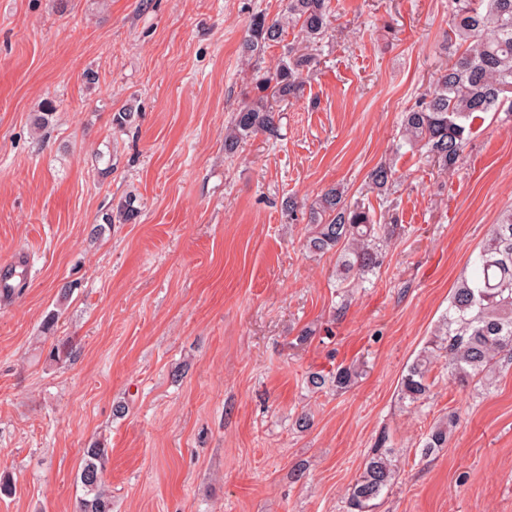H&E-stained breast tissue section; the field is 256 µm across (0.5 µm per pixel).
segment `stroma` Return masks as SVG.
<instances>
[{
    "label": "stroma",
    "instance_id": "stroma-1",
    "mask_svg": "<svg viewBox=\"0 0 512 512\" xmlns=\"http://www.w3.org/2000/svg\"><path fill=\"white\" fill-rule=\"evenodd\" d=\"M283 7L0 0V259L22 253L27 271L0 300V512H78L95 440L112 512H346L382 436L399 474L377 512H512V362L487 390L439 361L425 404L399 394L512 207V123L485 114L438 171L400 123L448 62L450 0H330L279 139L226 155L234 112L294 41L246 59L250 17ZM383 162L398 179L380 196L367 183ZM333 186L385 217L384 262L353 288L334 253L305 247L309 206ZM131 196L137 218L116 222ZM343 366L362 371L349 388L310 386ZM453 412L447 447L422 454Z\"/></svg>",
    "mask_w": 512,
    "mask_h": 512
}]
</instances>
